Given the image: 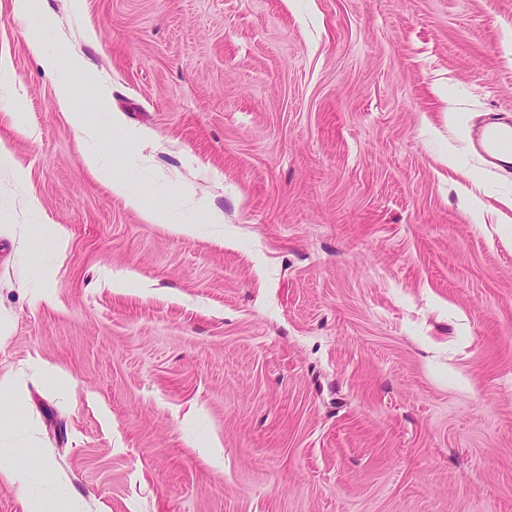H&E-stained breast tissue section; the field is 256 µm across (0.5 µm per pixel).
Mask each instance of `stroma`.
Listing matches in <instances>:
<instances>
[{
    "instance_id": "stroma-1",
    "label": "stroma",
    "mask_w": 512,
    "mask_h": 512,
    "mask_svg": "<svg viewBox=\"0 0 512 512\" xmlns=\"http://www.w3.org/2000/svg\"><path fill=\"white\" fill-rule=\"evenodd\" d=\"M500 115L512 0H0V512H512ZM477 152L488 162L512 172V123L490 124L473 134Z\"/></svg>"
}]
</instances>
